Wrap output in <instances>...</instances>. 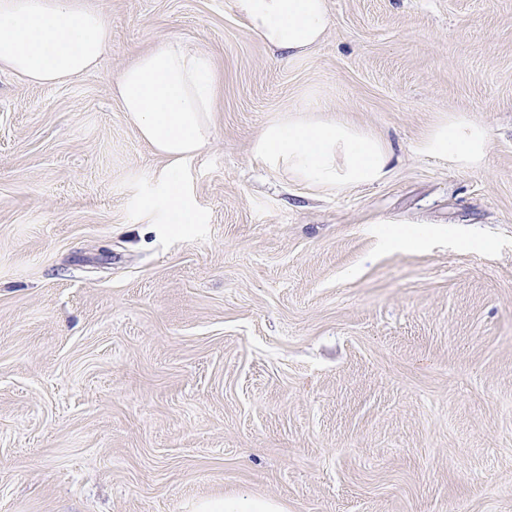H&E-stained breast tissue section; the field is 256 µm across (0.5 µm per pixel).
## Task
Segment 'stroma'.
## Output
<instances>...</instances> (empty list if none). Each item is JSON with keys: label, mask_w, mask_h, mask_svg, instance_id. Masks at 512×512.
I'll return each instance as SVG.
<instances>
[{"label": "stroma", "mask_w": 512, "mask_h": 512, "mask_svg": "<svg viewBox=\"0 0 512 512\" xmlns=\"http://www.w3.org/2000/svg\"><path fill=\"white\" fill-rule=\"evenodd\" d=\"M87 2L98 70L0 69V512H512V0H327L290 60L232 0ZM171 38L220 80L181 230L111 84ZM307 109L383 140L386 179L266 167L262 131ZM456 114L480 166L423 149ZM198 512H283L282 506L276 501L257 499L250 496H239L223 500H212L201 503Z\"/></svg>", "instance_id": "obj_1"}]
</instances>
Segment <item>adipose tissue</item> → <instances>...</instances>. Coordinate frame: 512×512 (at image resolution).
<instances>
[{
    "instance_id": "obj_1",
    "label": "adipose tissue",
    "mask_w": 512,
    "mask_h": 512,
    "mask_svg": "<svg viewBox=\"0 0 512 512\" xmlns=\"http://www.w3.org/2000/svg\"><path fill=\"white\" fill-rule=\"evenodd\" d=\"M233 8L256 37L289 59L319 45L329 24L327 0H233ZM111 45L102 12L82 0H0V68L29 83L57 85L81 77ZM217 87L209 57L177 39L139 54L113 79V92L140 138L169 163L165 223L192 221L176 172L209 142ZM490 144L485 126L454 115L431 133L425 149L475 167L485 161ZM255 151L301 181L336 188L379 183L391 161L377 137L310 111L267 127Z\"/></svg>"
}]
</instances>
